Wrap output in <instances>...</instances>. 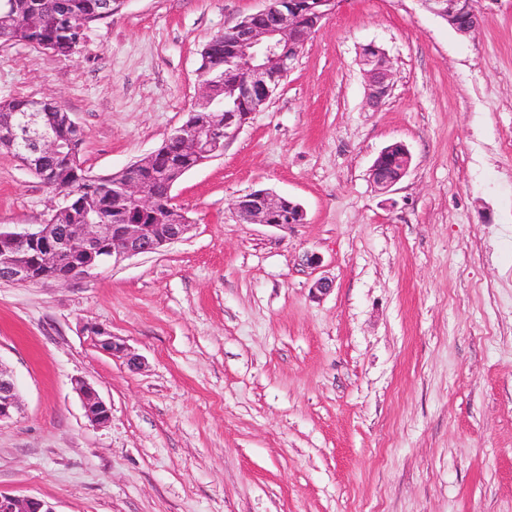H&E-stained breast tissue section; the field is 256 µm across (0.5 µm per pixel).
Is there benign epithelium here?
<instances>
[{
    "label": "benign epithelium",
    "mask_w": 512,
    "mask_h": 512,
    "mask_svg": "<svg viewBox=\"0 0 512 512\" xmlns=\"http://www.w3.org/2000/svg\"><path fill=\"white\" fill-rule=\"evenodd\" d=\"M338 0H268L267 6L243 17L233 28L234 37L224 45V75L202 85L198 110L176 128L165 142L174 152L189 154L195 163L184 166L171 163L165 169L168 189L195 167L224 152L250 116L264 108L284 81L303 52L310 36L336 9ZM430 11L445 20L459 34L469 35L478 29L480 18L476 0H422ZM82 40L61 43L55 38L32 41V44L57 56L71 57ZM367 79L370 104H380L390 93V73L385 54L361 53ZM224 84V98L214 92L215 82ZM43 101L30 99L27 111L0 113V144L7 143L11 154L31 172H39L43 182L51 184L56 174L40 169L45 155L64 157L83 140V131L70 117L62 125H43L39 121ZM411 155L405 144L387 146L375 159L370 179L375 189L386 194L407 174ZM122 179L112 197V223L100 224L90 216L79 217L77 224H54L47 220L21 230L0 227V281L33 283L42 280H68L91 275L92 271L125 258L155 253L178 241L188 231L190 221L169 195L168 210L177 213L174 224H136L128 222L127 211L136 208L147 212L160 205L148 189L145 165L138 159L121 170ZM235 210L240 220L251 224L283 227L302 224L303 208L292 199L269 189L253 190L238 198ZM85 330L95 346L114 357L123 356L130 368L141 365L128 352L124 342L99 324ZM86 416L96 425L110 420V410L94 386L86 380L75 381ZM20 401L13 375L0 366V422L19 412ZM0 512H54L47 502L34 498H17L0 492Z\"/></svg>",
    "instance_id": "1"
}]
</instances>
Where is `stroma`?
Returning a JSON list of instances; mask_svg holds the SVG:
<instances>
[{"label": "stroma", "instance_id": "stroma-1", "mask_svg": "<svg viewBox=\"0 0 512 512\" xmlns=\"http://www.w3.org/2000/svg\"><path fill=\"white\" fill-rule=\"evenodd\" d=\"M265 5L114 0L71 58L0 44V101L62 104L84 168L120 171L197 106L205 45ZM476 7L464 36L421 0H340L267 107L176 185L182 239L0 282L22 407L0 423V491L54 512H512V0ZM368 44L391 71L377 107ZM397 141L411 165L383 195L369 170ZM260 188L305 222L241 223L236 198ZM65 202L0 150V224ZM85 330L91 336L95 346L112 357L123 356L127 359L130 368L138 369L141 365L139 358L131 355L124 342L114 336L110 330L99 324H87ZM75 390L82 401L86 416L92 423L104 425L109 422L110 410L91 383L86 380H77Z\"/></svg>", "mask_w": 512, "mask_h": 512}]
</instances>
